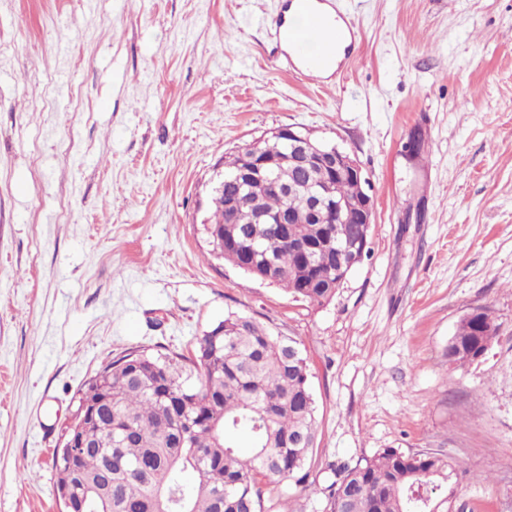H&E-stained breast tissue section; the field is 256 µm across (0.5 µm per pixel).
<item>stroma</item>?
Returning <instances> with one entry per match:
<instances>
[{
    "label": "stroma",
    "instance_id": "obj_1",
    "mask_svg": "<svg viewBox=\"0 0 512 512\" xmlns=\"http://www.w3.org/2000/svg\"><path fill=\"white\" fill-rule=\"evenodd\" d=\"M339 6L362 40L317 88L269 53L285 0H0V512H61L52 452L102 367L191 356L231 313L306 357L315 468L440 453L457 512H512V0ZM288 126L356 158L374 200L323 306L203 230L225 160ZM478 308L498 336L449 362Z\"/></svg>",
    "mask_w": 512,
    "mask_h": 512
}]
</instances>
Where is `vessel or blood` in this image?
<instances>
[{"mask_svg":"<svg viewBox=\"0 0 512 512\" xmlns=\"http://www.w3.org/2000/svg\"><path fill=\"white\" fill-rule=\"evenodd\" d=\"M300 22L286 25L275 20L272 26L270 52L287 55L296 73L305 80L335 82L337 71L328 63L337 47L351 50L361 39V30L349 14L339 11L336 0H295Z\"/></svg>","mask_w":512,"mask_h":512,"instance_id":"1","label":"vessel or blood"}]
</instances>
